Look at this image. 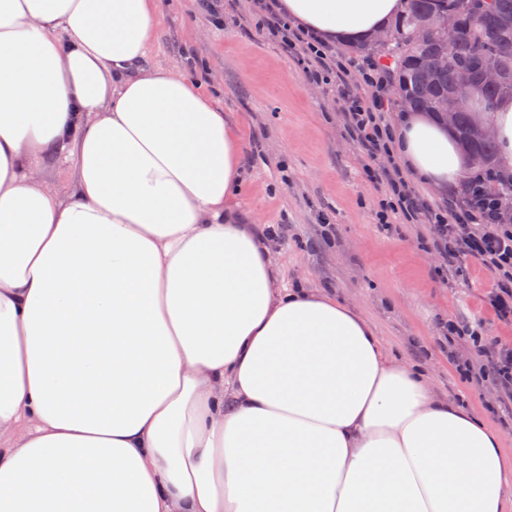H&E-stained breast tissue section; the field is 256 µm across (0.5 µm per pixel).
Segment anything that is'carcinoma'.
Instances as JSON below:
<instances>
[{"label":"carcinoma","instance_id":"1","mask_svg":"<svg viewBox=\"0 0 512 512\" xmlns=\"http://www.w3.org/2000/svg\"><path fill=\"white\" fill-rule=\"evenodd\" d=\"M448 9L460 15L457 31L433 30L424 37L417 36L433 16ZM390 31L389 43L375 46L365 42L358 49L391 60L394 84L412 111L437 114V100L448 92L449 70L431 71L434 58L446 54L449 66L471 68L470 90L460 94L458 120L453 129L474 166L499 168L493 140L470 135L473 114L469 95L477 90L489 102L512 95V0H404V9ZM486 67L498 72V82L486 80Z\"/></svg>","mask_w":512,"mask_h":512}]
</instances>
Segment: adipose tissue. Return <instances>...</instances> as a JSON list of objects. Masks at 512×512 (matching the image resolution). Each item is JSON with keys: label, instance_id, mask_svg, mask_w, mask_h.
<instances>
[{"label": "adipose tissue", "instance_id": "ef3b65f1", "mask_svg": "<svg viewBox=\"0 0 512 512\" xmlns=\"http://www.w3.org/2000/svg\"><path fill=\"white\" fill-rule=\"evenodd\" d=\"M401 7L278 5L329 44ZM155 26V0H0V512H503L498 435L350 306L282 285L236 210L244 142L149 64ZM476 116L512 162V97ZM395 139L417 181L473 171L430 113ZM42 175L44 179L52 183L63 196L68 194L72 189V174L67 166L59 165L53 160L46 161L42 166Z\"/></svg>", "mask_w": 512, "mask_h": 512}]
</instances>
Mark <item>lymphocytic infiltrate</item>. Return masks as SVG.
<instances>
[{
    "label": "lymphocytic infiltrate",
    "instance_id": "f902f5d3",
    "mask_svg": "<svg viewBox=\"0 0 512 512\" xmlns=\"http://www.w3.org/2000/svg\"><path fill=\"white\" fill-rule=\"evenodd\" d=\"M251 2L261 16V26L281 39L288 53L298 59L307 80L335 88L343 125L366 158L367 178L387 189V202L378 214L380 224L428 225L441 274H450L469 260L480 263L493 277L495 312L500 318L512 319V212L490 191V176L470 179L447 208L435 206L411 189L402 168L392 159V104L382 92L385 80L377 64L363 65L345 57L294 25L278 11L276 0ZM358 76L369 86V93L356 91ZM446 330L451 336L469 337L472 354L491 359L487 381L512 392L511 346L490 344L476 329L452 322Z\"/></svg>",
    "mask_w": 512,
    "mask_h": 512
}]
</instances>
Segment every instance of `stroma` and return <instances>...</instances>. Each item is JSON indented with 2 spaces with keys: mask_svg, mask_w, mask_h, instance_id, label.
<instances>
[{
  "mask_svg": "<svg viewBox=\"0 0 512 512\" xmlns=\"http://www.w3.org/2000/svg\"><path fill=\"white\" fill-rule=\"evenodd\" d=\"M188 51L206 62L204 90L245 141L250 178L238 209L246 223L273 226L281 282L329 290L355 307L388 356L424 366L433 393L483 417L512 457V403L459 371L457 362L472 354L460 345L449 360L443 336L452 320L512 345V320L499 318L490 302L489 271L469 262L442 278L437 256L421 246L425 226H380L383 192L367 180L333 92L305 79L260 29L249 0H160L150 63L166 68Z\"/></svg>",
  "mask_w": 512,
  "mask_h": 512,
  "instance_id": "obj_1",
  "label": "stroma"
}]
</instances>
